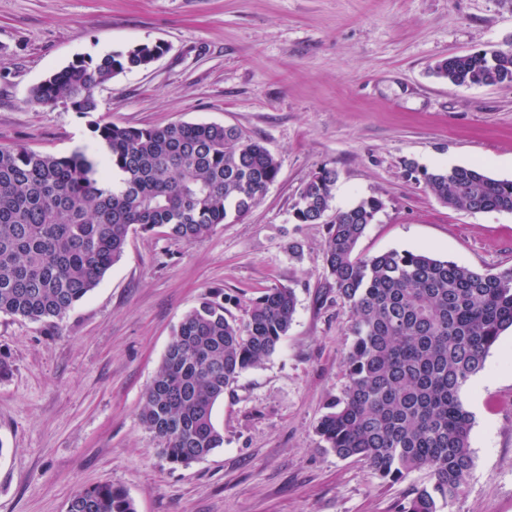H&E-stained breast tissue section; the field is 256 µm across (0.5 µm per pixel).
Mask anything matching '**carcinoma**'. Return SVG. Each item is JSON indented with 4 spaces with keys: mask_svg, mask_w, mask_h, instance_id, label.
I'll return each mask as SVG.
<instances>
[{
    "mask_svg": "<svg viewBox=\"0 0 512 512\" xmlns=\"http://www.w3.org/2000/svg\"><path fill=\"white\" fill-rule=\"evenodd\" d=\"M163 52L142 42L79 58L35 85L30 101L88 117L98 111L96 86ZM435 73L459 84L512 81V44L451 56ZM89 126L105 155L0 147L1 315L62 319L119 260L130 233L160 230L195 243L242 221L280 171L275 155L235 126ZM336 178L334 169L314 174L293 207L295 223L326 225L330 287L351 313L347 382L315 430L336 456L362 461L382 479L428 473L430 485L412 489L399 512H443L474 467L472 415L460 393L512 328V266L482 273L420 250L361 256L357 245L383 203L372 197L332 210ZM422 179L449 207L512 213V180L462 166L425 170ZM295 312L294 289L273 285L241 319L227 315L216 294L183 316L140 413L170 463L188 465L224 447L215 404L276 351ZM67 512L136 505L123 488L100 484L76 492Z\"/></svg>",
    "mask_w": 512,
    "mask_h": 512,
    "instance_id": "obj_1",
    "label": "carcinoma"
}]
</instances>
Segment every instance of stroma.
Wrapping results in <instances>:
<instances>
[{"label":"stroma","mask_w":512,"mask_h":512,"mask_svg":"<svg viewBox=\"0 0 512 512\" xmlns=\"http://www.w3.org/2000/svg\"><path fill=\"white\" fill-rule=\"evenodd\" d=\"M146 41L167 50L98 86L96 119L233 125L280 173L242 222L194 244L130 234L63 320L0 316L13 362L0 381V512H66L77 491L106 482L137 512H398L427 474L380 480L315 433L347 382L351 318L328 286L325 225L294 223L293 206L332 168L333 208L384 202L360 254L512 266V214L445 206L413 173L478 166L512 180V82L454 87L431 74L449 56L506 47L512 0H0V147L96 149L87 118L29 92L78 57ZM272 285L296 294L287 335L216 403L223 447L172 466L140 412L174 327L205 294L221 292L240 318ZM462 401L475 466L450 512H512L511 330Z\"/></svg>","instance_id":"35a3bbf8"}]
</instances>
